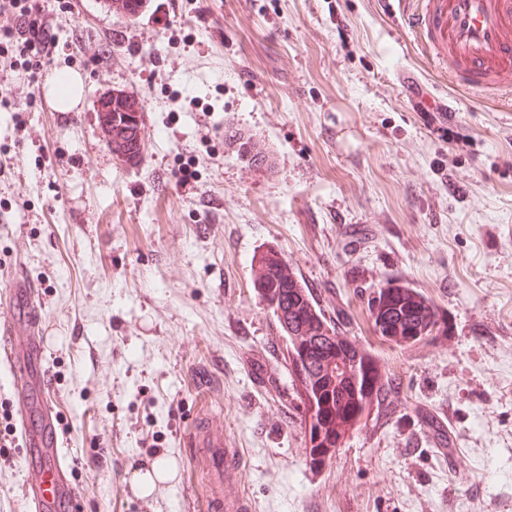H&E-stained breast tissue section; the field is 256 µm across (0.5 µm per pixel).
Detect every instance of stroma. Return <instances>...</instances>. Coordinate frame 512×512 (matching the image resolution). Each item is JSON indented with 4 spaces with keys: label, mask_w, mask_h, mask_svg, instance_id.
I'll list each match as a JSON object with an SVG mask.
<instances>
[{
    "label": "stroma",
    "mask_w": 512,
    "mask_h": 512,
    "mask_svg": "<svg viewBox=\"0 0 512 512\" xmlns=\"http://www.w3.org/2000/svg\"><path fill=\"white\" fill-rule=\"evenodd\" d=\"M80 76L75 112L0 57V278L42 307L45 391L82 512H203L207 473L157 482L191 417L222 415L251 512H505L512 506V122L456 92L387 0H48ZM448 104L418 111L398 74ZM144 108L116 164L96 100ZM264 146L256 168L224 140ZM195 174L181 180L184 170ZM275 253L396 387L321 466L288 340L256 287ZM410 289L448 335L394 344L368 301ZM17 418H0V512H25ZM142 114V107L140 108V112H137L136 115H131L130 113H118V119L115 121L116 125L123 126L125 129L130 130L123 136L124 140L128 142L124 149L123 156L112 154L116 162L120 165L132 164L138 159L139 144L136 143V135L139 134L142 123ZM125 116L128 117L127 120H125ZM224 137L229 145H237L238 153L246 156L252 165L262 168L268 166V153L257 145L250 136H246L241 129L228 125L225 127ZM172 464L169 460L161 459L154 463L153 470L150 472H138L134 469L133 482L138 491L148 493L157 479H162L170 473Z\"/></svg>",
    "instance_id": "1"
}]
</instances>
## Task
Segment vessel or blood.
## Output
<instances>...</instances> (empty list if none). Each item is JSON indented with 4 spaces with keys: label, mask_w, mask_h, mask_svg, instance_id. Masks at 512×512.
I'll return each instance as SVG.
<instances>
[{
    "label": "vessel or blood",
    "mask_w": 512,
    "mask_h": 512,
    "mask_svg": "<svg viewBox=\"0 0 512 512\" xmlns=\"http://www.w3.org/2000/svg\"><path fill=\"white\" fill-rule=\"evenodd\" d=\"M399 16L417 39L421 54L457 89L473 94L512 96V0H397ZM6 293L12 315L0 321V338L13 348L10 373L28 367L17 383V404L30 422L24 445L30 461L25 468L23 497L28 512H77L79 499L66 479L61 458L60 429L49 407L34 402L46 384L36 366L43 355L35 286L23 275H12ZM191 448L189 461L211 474L210 512H249L244 497V469L238 448L222 417L196 413L183 439Z\"/></svg>",
    "instance_id": "b4317fda"
}]
</instances>
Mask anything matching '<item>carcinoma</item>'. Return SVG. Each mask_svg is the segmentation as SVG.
<instances>
[{
	"instance_id": "1",
	"label": "carcinoma",
	"mask_w": 512,
	"mask_h": 512,
	"mask_svg": "<svg viewBox=\"0 0 512 512\" xmlns=\"http://www.w3.org/2000/svg\"><path fill=\"white\" fill-rule=\"evenodd\" d=\"M142 113L118 114L116 125L128 129L124 154L114 155L120 165L136 162ZM226 143L238 146V153L252 165H268V153L241 129L225 127ZM263 274L255 288L273 310L289 339L288 356L300 381L309 415L310 458L321 462L338 447L346 432L370 413L373 403L388 394V384L379 379L373 360L339 335L334 322L317 308L309 292L274 254L260 259ZM375 330L396 343L419 342L448 333V321L422 297L407 288H382L371 299Z\"/></svg>"
}]
</instances>
